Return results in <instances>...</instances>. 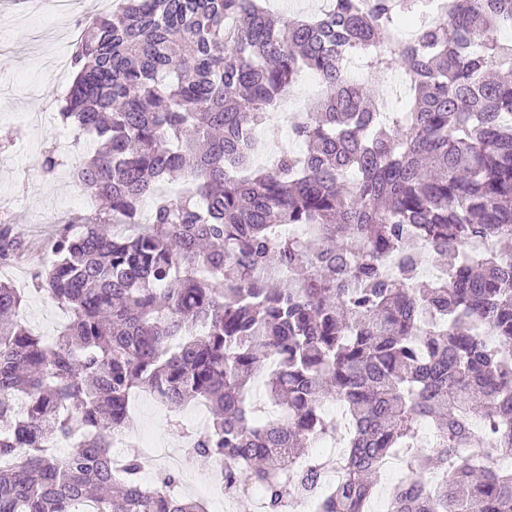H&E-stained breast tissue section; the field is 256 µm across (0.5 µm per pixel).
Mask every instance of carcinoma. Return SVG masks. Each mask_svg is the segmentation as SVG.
I'll list each match as a JSON object with an SVG mask.
<instances>
[{
  "instance_id": "cac0c4a2",
  "label": "carcinoma",
  "mask_w": 512,
  "mask_h": 512,
  "mask_svg": "<svg viewBox=\"0 0 512 512\" xmlns=\"http://www.w3.org/2000/svg\"><path fill=\"white\" fill-rule=\"evenodd\" d=\"M428 8L333 0L308 19L260 0H122L78 22L56 120L93 141L74 175L98 208L32 274L68 316L54 341L0 281V512H205L172 472L144 486L137 454L114 472L136 392L205 403L187 457L223 460L227 491L260 486L267 512L286 508L285 464L309 461L301 487L325 512H356L391 457L404 476L385 512H512V468L464 465L468 448L495 452L490 428L512 449V40L495 37L512 0H446L435 26ZM355 56L407 90L382 108ZM303 69L325 87L290 128L306 153L255 168L252 133ZM177 176L185 194H156ZM477 240L491 247L466 258ZM21 246L1 221L0 263ZM260 377L288 418L255 417ZM327 400L351 422L331 483L306 452L336 433Z\"/></svg>"
}]
</instances>
